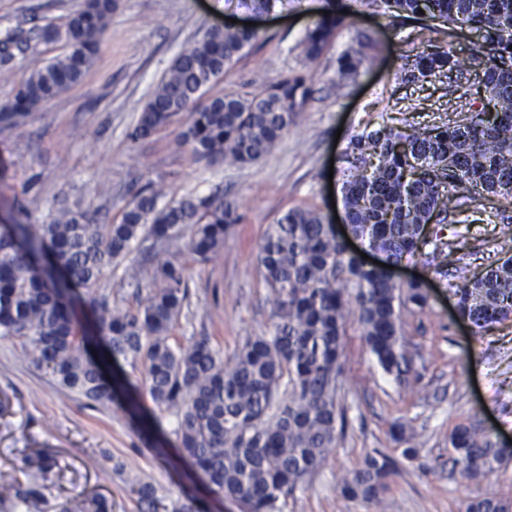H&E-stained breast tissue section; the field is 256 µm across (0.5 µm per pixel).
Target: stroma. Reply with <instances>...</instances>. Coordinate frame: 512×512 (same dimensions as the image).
Masks as SVG:
<instances>
[{"label": "stroma", "instance_id": "35a3bbf8", "mask_svg": "<svg viewBox=\"0 0 512 512\" xmlns=\"http://www.w3.org/2000/svg\"><path fill=\"white\" fill-rule=\"evenodd\" d=\"M83 3L0 0V28L60 24ZM320 8V0H298L294 11L256 21L257 40L208 90L212 97L253 94L284 76L308 73L312 95L298 125L257 163L205 170L171 151L172 129L137 142L129 134L182 46L227 19L250 21V14L233 9L214 14L211 0H119L83 83L46 102L27 125L0 133V225L39 224L62 206L80 207L108 223L120 220L132 189L148 182L163 181L176 198L188 191L205 195L222 184L242 221L226 235L218 261L202 264L180 254L191 306L174 335L185 343L208 333L225 355H233L271 323L258 263L269 225L298 204L332 214L330 161L340 157L350 136L384 122L439 123L460 96L482 101V70L470 61L469 32L451 42L438 34L427 43L415 23L363 7L317 61L306 63L301 41ZM431 44L450 47L464 60L462 74L403 82L407 57ZM350 48L366 55L369 65L339 88L338 60ZM104 171L111 180L106 194L98 189ZM507 225L512 226V201L463 198L450 207L446 233L468 273L495 262L491 242ZM400 276L431 285L425 311L403 317L412 371L404 381L384 374L357 331H349L341 375L344 426L327 460L283 512H466L476 498L512 499V465L468 480L453 469L448 442L463 423L512 439V318L473 332L454 311L456 277L440 278L417 259L406 261ZM1 400L8 408L0 413V471L14 472L25 486V457L43 450L57 462L41 512H60L67 498L91 494L103 495L111 512H139L126 482L131 475L152 483L167 504H190L195 512H242L178 457L174 411L163 412L160 435L146 444L129 416L111 405L87 407L37 369L16 340L0 337ZM398 424L415 436V460L405 459L403 443L392 437ZM377 450L397 467L382 504L345 499L340 479Z\"/></svg>", "mask_w": 512, "mask_h": 512}]
</instances>
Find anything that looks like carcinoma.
Segmentation results:
<instances>
[{
    "mask_svg": "<svg viewBox=\"0 0 512 512\" xmlns=\"http://www.w3.org/2000/svg\"><path fill=\"white\" fill-rule=\"evenodd\" d=\"M322 13L304 41L307 62L316 61L343 27L354 6L420 22V35L442 26L448 36L469 28L479 33L487 103L475 109L457 102L455 118L423 129L386 123L351 137L342 156L339 194L345 234L379 252L387 267H365L348 253L327 215L317 206L288 208L269 226L259 250L262 279L271 304V329L249 338L224 358L208 335L186 344L172 331L189 308L185 269L171 246L189 233L188 252L200 263L216 261L224 234L241 221L238 207L220 188L160 203L162 182L137 191L121 221L92 222L80 208H60L45 224L0 225V337L17 340L26 356L88 407L110 403L136 419L141 436L153 435L157 419L139 415L145 393L159 411L176 410L181 458L216 494L243 512H281L336 447L339 376L348 329L356 328L381 368L401 376L409 365L402 311L428 306L418 284L397 283L389 266L424 257L448 277L445 199L466 193L512 199V0H322ZM256 18L287 12L295 0H225ZM117 0H84L63 25L33 27L41 43L61 42L62 54L38 57L20 30L0 31V78L13 60H29V73L13 100L0 104V132L26 123L48 100L80 83L94 65ZM255 28L213 27L175 56L143 107L132 140L148 138L185 116L171 141L195 164L242 166L268 154L295 126L312 90L306 76H286L253 95L226 93L204 99L224 78L226 63L254 40ZM364 59L346 52L336 87L358 75ZM458 60L446 49L423 51L403 69L402 80L422 82L451 72ZM499 263L455 289L459 315L479 333L512 317V229L496 239ZM149 264L125 272L136 286L135 303L120 305L100 288L104 272L136 248ZM84 299L95 331L75 320L70 305ZM141 374L133 383L125 367ZM454 465L474 460L472 479L512 462V450L470 423L449 437ZM54 459L43 457L29 487L0 472V502L31 512L42 499ZM395 468L384 454H368L342 478L351 500L377 505ZM140 512H167L156 489L128 478ZM61 512H109L103 497H72ZM466 512H512V501L485 497Z\"/></svg>",
    "mask_w": 512,
    "mask_h": 512,
    "instance_id": "obj_1",
    "label": "carcinoma"
}]
</instances>
